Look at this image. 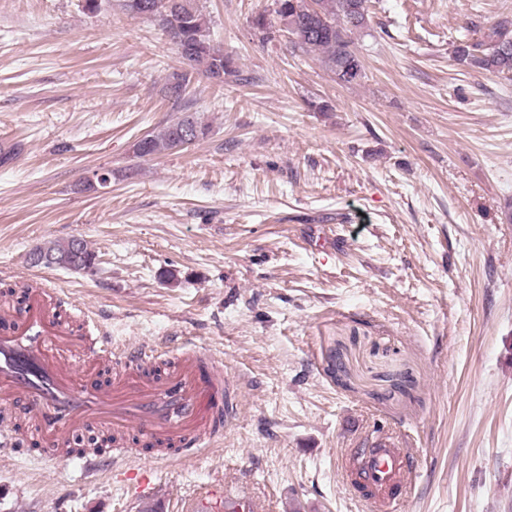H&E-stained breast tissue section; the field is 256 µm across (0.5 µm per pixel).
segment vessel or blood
<instances>
[{
    "label": "vessel or blood",
    "mask_w": 512,
    "mask_h": 512,
    "mask_svg": "<svg viewBox=\"0 0 512 512\" xmlns=\"http://www.w3.org/2000/svg\"><path fill=\"white\" fill-rule=\"evenodd\" d=\"M44 298V292L32 294L14 328L0 334V405H25L52 437L98 423L118 433L133 427L163 455L173 446L185 451L207 447L221 423L233 419V385L203 376L202 358L190 352L161 380L146 377L141 369L154 351L144 345L122 351L121 370L111 387L77 381L72 351L83 350L91 359L111 351L112 341L102 333L72 337L47 314ZM411 454L386 435L362 452L345 450L340 464L346 474L361 473L370 490L366 503L382 512L386 504H399L411 489ZM224 512H265V505L243 489L228 486Z\"/></svg>",
    "instance_id": "vessel-or-blood-1"
}]
</instances>
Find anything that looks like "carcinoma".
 <instances>
[{"label":"carcinoma","instance_id":"cac0c4a2","mask_svg":"<svg viewBox=\"0 0 512 512\" xmlns=\"http://www.w3.org/2000/svg\"><path fill=\"white\" fill-rule=\"evenodd\" d=\"M275 13L288 16V37L292 47L320 59L346 84L365 78L355 33L370 23L366 0H276ZM122 8L131 15L155 22L177 47L188 69L171 73L166 79L170 97L179 100L194 72L211 78L217 71L223 80H239V71L210 39L208 20L197 0H122ZM454 60L473 71L512 80V19H502L482 32L476 41H460L453 46ZM195 128L196 142L207 134L208 126L193 113L157 127L136 145L141 157L166 155L178 148L181 125ZM41 256V266L62 267L75 272L93 273L96 255L79 238L50 241L36 247L30 257Z\"/></svg>","mask_w":512,"mask_h":512}]
</instances>
